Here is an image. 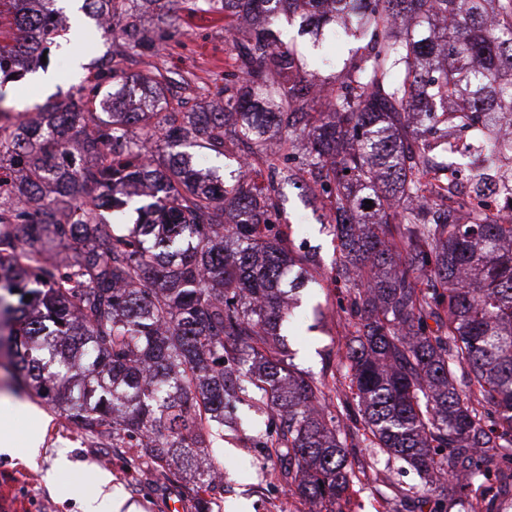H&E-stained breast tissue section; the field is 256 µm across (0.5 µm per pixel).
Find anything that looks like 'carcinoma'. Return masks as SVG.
I'll return each mask as SVG.
<instances>
[{"label": "carcinoma", "mask_w": 512, "mask_h": 512, "mask_svg": "<svg viewBox=\"0 0 512 512\" xmlns=\"http://www.w3.org/2000/svg\"><path fill=\"white\" fill-rule=\"evenodd\" d=\"M58 2L0 0V82L63 35ZM80 2L112 56L33 119L0 108V346L18 387L212 488L200 457L224 447L226 409L253 398L282 419L264 447L288 460L297 492L348 497L336 419L280 334L284 304L314 277L276 229L279 187L312 183L362 318L346 359L370 443L446 475L458 496L487 480L476 449L512 454V217L485 220L426 177L460 156L512 184V144L499 143L512 0ZM145 6L224 17L233 70L194 88L219 108L173 111L168 71H130L150 49ZM283 21L314 44L361 45L322 77L281 40ZM274 137L308 145L294 167L267 151ZM240 143L252 150L237 168H196Z\"/></svg>", "instance_id": "obj_1"}]
</instances>
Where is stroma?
<instances>
[{
    "label": "stroma",
    "mask_w": 512,
    "mask_h": 512,
    "mask_svg": "<svg viewBox=\"0 0 512 512\" xmlns=\"http://www.w3.org/2000/svg\"><path fill=\"white\" fill-rule=\"evenodd\" d=\"M85 22L80 11L67 7V33L46 54L48 72L64 69L67 77L58 78L49 90L26 77L12 83L1 102L23 111L82 83L90 63L108 49L104 43L84 48L80 31ZM176 26L177 35L157 61L176 75L190 72L201 81L222 80L228 62L223 21L198 13L180 16ZM280 208L282 229L316 279L289 309L287 353L295 370L321 387L336 418L355 475L344 512H470L464 501L449 500L447 491H425L412 467L369 444L346 359L360 317L351 308L348 285L336 277L338 241L329 226V208L291 184L282 187ZM35 411L44 416L42 427L31 419ZM235 415L240 424L225 428L220 456L224 494L211 500L212 512H306L307 499L292 491L287 461L265 446L273 431L269 411L245 400ZM0 425L14 438L12 454H0V496L12 497L16 512H84L86 502L105 485L126 494L142 512H193L187 489L194 484V470L179 463L166 470L146 458L129 466L130 449L109 447L71 426L39 398L16 393L11 372L1 367ZM37 428L44 442L35 452L29 441Z\"/></svg>",
    "instance_id": "35a3bbf8"
}]
</instances>
